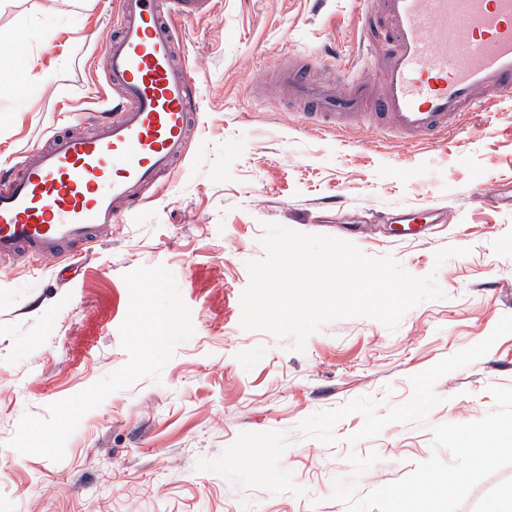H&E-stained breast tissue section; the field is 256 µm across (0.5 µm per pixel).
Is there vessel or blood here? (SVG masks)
I'll use <instances>...</instances> for the list:
<instances>
[{"label":"vessel or blood","instance_id":"b4317fda","mask_svg":"<svg viewBox=\"0 0 512 512\" xmlns=\"http://www.w3.org/2000/svg\"><path fill=\"white\" fill-rule=\"evenodd\" d=\"M365 29L384 32L385 52L364 40L347 66L345 92L308 70L281 69L291 99L311 104L306 125L348 127L359 118L411 143L453 135L460 118L512 99V0H364ZM212 0H119L116 35L104 52L106 86L119 90L94 133L61 134L0 172V261L27 256L54 265L79 258L119 223L187 150L199 100L188 65L174 58L173 16H197Z\"/></svg>","mask_w":512,"mask_h":512}]
</instances>
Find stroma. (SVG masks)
<instances>
[{
  "label": "stroma",
  "mask_w": 512,
  "mask_h": 512,
  "mask_svg": "<svg viewBox=\"0 0 512 512\" xmlns=\"http://www.w3.org/2000/svg\"><path fill=\"white\" fill-rule=\"evenodd\" d=\"M214 2L173 19L200 103L185 158L77 270L0 267V512H512V101L440 145L314 132L275 71L356 53L361 0ZM117 7L0 0V164L93 127ZM270 223L393 257L444 296L293 351L240 324ZM156 266L194 326L159 379L87 412L61 461L9 447L24 413L128 362L123 276Z\"/></svg>",
  "instance_id": "stroma-1"
}]
</instances>
